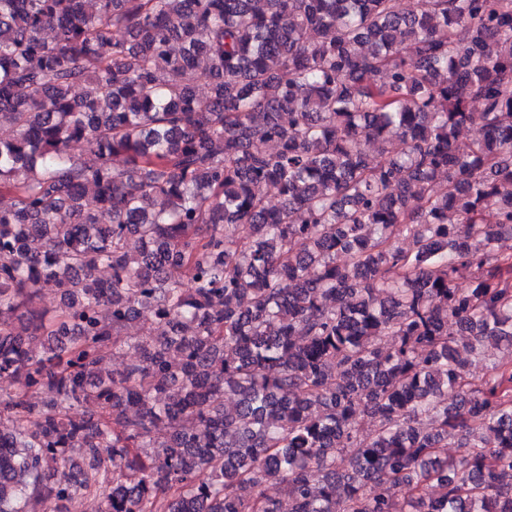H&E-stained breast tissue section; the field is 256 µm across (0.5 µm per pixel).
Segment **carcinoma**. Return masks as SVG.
Listing matches in <instances>:
<instances>
[{"label": "carcinoma", "mask_w": 512, "mask_h": 512, "mask_svg": "<svg viewBox=\"0 0 512 512\" xmlns=\"http://www.w3.org/2000/svg\"><path fill=\"white\" fill-rule=\"evenodd\" d=\"M0 193V512H512V0H0ZM508 356H510V349L493 345L488 346L485 356L473 362L470 367V372L475 377H482Z\"/></svg>", "instance_id": "carcinoma-1"}]
</instances>
